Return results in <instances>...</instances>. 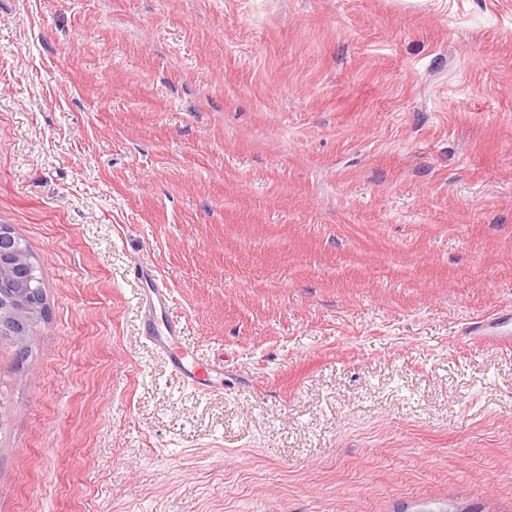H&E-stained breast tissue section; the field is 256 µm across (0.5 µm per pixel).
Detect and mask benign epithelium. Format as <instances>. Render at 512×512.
<instances>
[{"instance_id":"benign-epithelium-1","label":"benign epithelium","mask_w":512,"mask_h":512,"mask_svg":"<svg viewBox=\"0 0 512 512\" xmlns=\"http://www.w3.org/2000/svg\"><path fill=\"white\" fill-rule=\"evenodd\" d=\"M0 287L14 292L9 303L0 295V336H13L25 347L34 335L29 327L43 318L44 291L24 243L6 224H0Z\"/></svg>"}]
</instances>
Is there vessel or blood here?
I'll list each match as a JSON object with an SVG mask.
<instances>
[{
  "label": "vessel or blood",
  "instance_id": "b4317fda",
  "mask_svg": "<svg viewBox=\"0 0 512 512\" xmlns=\"http://www.w3.org/2000/svg\"><path fill=\"white\" fill-rule=\"evenodd\" d=\"M171 303L167 288L155 286L141 302L142 334L168 357L176 381L185 387L199 388L217 364L200 363L192 353L178 346L184 332L180 320L169 317ZM464 343L498 346L512 345V310L499 309L491 314L472 319L463 336Z\"/></svg>",
  "mask_w": 512,
  "mask_h": 512
}]
</instances>
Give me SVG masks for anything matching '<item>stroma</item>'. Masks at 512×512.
Segmentation results:
<instances>
[{
  "label": "stroma",
  "mask_w": 512,
  "mask_h": 512,
  "mask_svg": "<svg viewBox=\"0 0 512 512\" xmlns=\"http://www.w3.org/2000/svg\"><path fill=\"white\" fill-rule=\"evenodd\" d=\"M0 224V512H512V0H0ZM34 268L22 240L9 225L0 224V336H14L23 347L43 318L44 291ZM4 288L15 293L10 303L2 296ZM150 288V294L142 299L141 319L142 335L154 343L168 357L176 381L190 388H200L212 372H216L220 363H200L192 353L177 345V341L184 332V324L168 316L171 303L167 288L156 283ZM462 340L467 344L512 345V310L498 309L489 315L472 319Z\"/></svg>",
  "instance_id": "stroma-1"
}]
</instances>
